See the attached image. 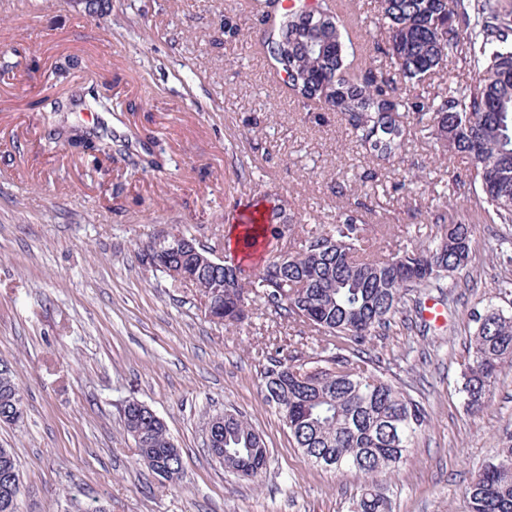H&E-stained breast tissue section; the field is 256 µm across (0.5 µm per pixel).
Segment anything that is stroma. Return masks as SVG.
Instances as JSON below:
<instances>
[{
    "label": "stroma",
    "mask_w": 512,
    "mask_h": 512,
    "mask_svg": "<svg viewBox=\"0 0 512 512\" xmlns=\"http://www.w3.org/2000/svg\"><path fill=\"white\" fill-rule=\"evenodd\" d=\"M26 2L25 19L0 12V51L12 65L0 82V360L26 408L22 423L0 427V447L18 463V512H349L360 476L313 466L294 448L260 379L269 340L313 361L335 337L297 332L258 301L241 326L213 323L195 288L139 261L170 230L223 256L234 211L270 195L306 230L358 209L384 258L432 244L431 213L470 225L467 269L426 293L446 309V326L422 329L413 291L366 348L428 411L406 463L381 478L394 512H468L466 486L512 446V364L483 414L468 413L460 391L471 312L512 314V224L476 215L426 133L415 132L388 173L369 175L338 116L291 95L243 0H110L94 18L75 0ZM228 22L237 30L229 41ZM68 58L74 67L56 76ZM91 83L112 96L113 119L153 130L162 178L131 176L120 162L99 179L64 144L51 158L35 154L48 129L31 101ZM105 191L138 202L109 211L99 205ZM131 400L153 409L181 448L176 483L153 475L124 431ZM227 409L264 438L258 477L207 451V424Z\"/></svg>",
    "instance_id": "stroma-1"
}]
</instances>
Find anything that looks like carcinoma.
<instances>
[{
    "mask_svg": "<svg viewBox=\"0 0 512 512\" xmlns=\"http://www.w3.org/2000/svg\"><path fill=\"white\" fill-rule=\"evenodd\" d=\"M296 3L278 14L264 13L269 30L262 42L285 43L269 54L276 70L288 75V89L302 104L328 103L348 126L375 175L404 149L411 121L426 124L430 137L449 159L466 163L465 177L476 192L478 211L512 224V7L503 0H379V37L361 53L332 0L315 9L326 15L319 28L307 29ZM390 61L403 78L416 82L445 67L448 58L473 74L424 97L402 95L373 65L374 56ZM50 126L48 144L63 139L83 152L119 156L145 173L163 165L147 129L121 136L104 125L54 124L55 115L78 106L101 107L99 96L34 102ZM270 211L242 224L244 245L266 242L274 255L257 278L243 277L230 257L224 266H202L193 249L167 245V268L189 273L185 283L213 305V313L233 326L249 318L236 302L260 298L292 324L348 341L326 348L322 364L306 370L302 352L281 346L267 352L260 377L267 405L278 410L295 448L315 466L354 472L363 478L350 512H391L379 477L397 470L428 422L423 404L378 373L362 356L364 347L390 324L404 295L468 265L471 228L434 215L441 234L433 244L406 248L390 258L365 254L368 225L356 210L345 209L328 231L296 238L278 220L282 200L269 199ZM288 264H280L282 252ZM474 332L461 373L467 408L481 413L501 366L512 363V314L491 308L473 314ZM24 418L23 402L7 363L0 362V426ZM141 460L157 477L182 460L166 426L127 402L121 412ZM212 448L230 462L227 469L251 478L268 461L260 433L243 415L224 411V426ZM13 449L0 448V512H17L19 486ZM469 512H512V448L501 449L465 489Z\"/></svg>",
    "mask_w": 512,
    "mask_h": 512,
    "instance_id": "cac0c4a2",
    "label": "carcinoma"
}]
</instances>
